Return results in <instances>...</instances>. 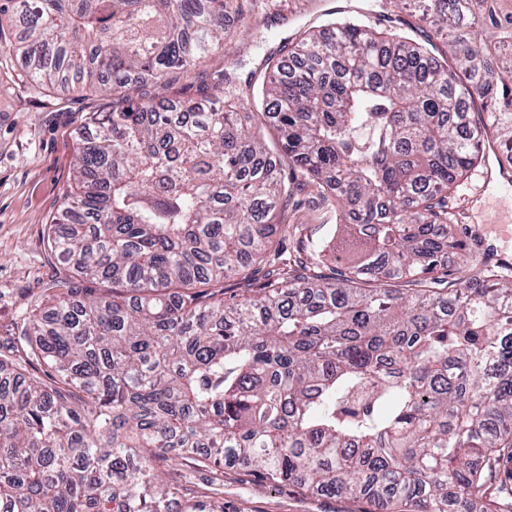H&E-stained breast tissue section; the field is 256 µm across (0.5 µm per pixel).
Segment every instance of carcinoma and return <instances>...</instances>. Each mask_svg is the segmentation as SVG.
Returning a JSON list of instances; mask_svg holds the SVG:
<instances>
[{"label":"carcinoma","instance_id":"cac0c4a2","mask_svg":"<svg viewBox=\"0 0 512 512\" xmlns=\"http://www.w3.org/2000/svg\"><path fill=\"white\" fill-rule=\"evenodd\" d=\"M411 2L399 28L305 32L252 125L228 88L145 93L248 39L244 0H0L32 82L112 96L50 225L71 274L23 332L45 370L0 361V512H224L177 459L396 512H512L491 478L512 461V266L448 279V198L489 146L512 162V0L383 8ZM308 184L339 204L328 273L274 242Z\"/></svg>","mask_w":512,"mask_h":512}]
</instances>
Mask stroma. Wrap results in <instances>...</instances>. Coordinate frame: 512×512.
<instances>
[{"instance_id":"stroma-1","label":"stroma","mask_w":512,"mask_h":512,"mask_svg":"<svg viewBox=\"0 0 512 512\" xmlns=\"http://www.w3.org/2000/svg\"><path fill=\"white\" fill-rule=\"evenodd\" d=\"M247 13L258 35L250 45H229L224 67L239 78H250L241 96L252 113L261 107L263 63L283 43L342 19L381 29L397 25L375 0H248ZM17 26L16 18L0 17V360L15 364L27 351L17 340L23 322L34 308L51 305L57 294L52 283L67 273L50 252L47 236L72 186L85 118L111 106L109 94L100 91L62 94L34 86L25 63L6 48ZM498 167L493 159L487 168L473 171L449 202L469 256L468 263L456 268L459 278L475 274L488 250L512 262V240L499 230L500 225H512V183L486 175ZM278 219L292 225L286 246L298 250L312 240L326 242L336 210L309 186ZM184 474L201 493L223 498L224 512H376L367 503L302 495L254 481L239 466L221 473L188 468Z\"/></svg>"}]
</instances>
